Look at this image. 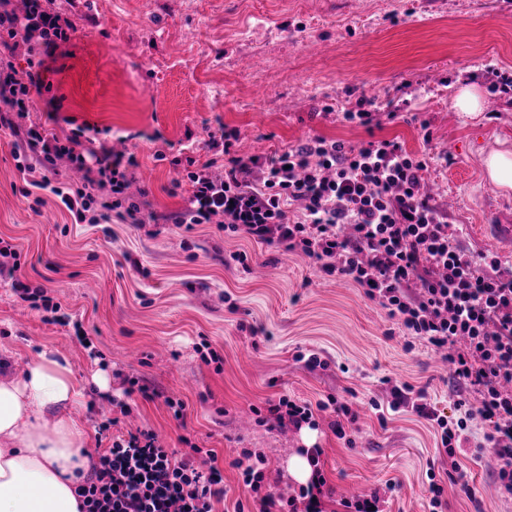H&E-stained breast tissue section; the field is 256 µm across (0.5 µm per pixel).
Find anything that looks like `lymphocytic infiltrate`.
Instances as JSON below:
<instances>
[{"mask_svg": "<svg viewBox=\"0 0 512 512\" xmlns=\"http://www.w3.org/2000/svg\"><path fill=\"white\" fill-rule=\"evenodd\" d=\"M41 35L45 56L67 39L59 13L30 0L17 14L0 0V130L17 137L14 158L29 186L51 189L77 222L98 224L116 216L125 224L157 223L154 212L126 203L135 157L86 147L81 132L48 135L30 121V96L41 77L18 73L21 46ZM236 133L224 136V175L208 166L187 171L192 187L174 224H214L286 251H301L326 276L351 280L386 309L407 335L442 350L454 380L478 396L477 412L498 460L501 488L512 494V268L492 254L465 250L460 226L420 192L425 161L398 143L370 141L356 148L320 136L266 157L242 156ZM83 174L81 184L61 179L59 161ZM18 252L0 247V276L32 308L58 312L43 288L20 273ZM391 409L411 406L440 430L455 455L465 417L438 413L425 390L396 385ZM209 473L193 459L159 445L149 431L113 442L91 462L80 487L83 512H214L224 497L216 453Z\"/></svg>", "mask_w": 512, "mask_h": 512, "instance_id": "lymphocytic-infiltrate-1", "label": "lymphocytic infiltrate"}]
</instances>
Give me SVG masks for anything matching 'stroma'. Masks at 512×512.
<instances>
[{
	"label": "stroma",
	"mask_w": 512,
	"mask_h": 512,
	"mask_svg": "<svg viewBox=\"0 0 512 512\" xmlns=\"http://www.w3.org/2000/svg\"><path fill=\"white\" fill-rule=\"evenodd\" d=\"M75 26L42 67L44 88L30 117L48 134L81 128L96 144L134 154L127 195L160 215L135 227L110 219L76 223L47 190L23 196L16 140L0 131V241L21 255V273L70 314L46 322L0 280V364L21 375L36 353L53 352L86 387L74 415L95 433L97 458L114 440L147 429L201 470L215 450L224 483L217 512H256L257 496L236 463L265 460V481L283 498L301 484L290 460L307 448L320 458L343 501L381 491L382 512H430V482L445 512H512L496 479L491 448L475 439L457 449L469 490L448 475L436 429L408 409L391 411V388L426 389L451 415L458 399L477 406L435 348L408 339L361 288L319 275L298 253L226 234L213 224L176 226L189 184L174 186V158H215L209 138L238 134L245 156L282 152L312 136L358 147L398 142L426 158L421 173L433 202L462 225L471 252L512 264V246L495 242L489 208L512 206V190L487 177L491 151L512 149V94L495 89L512 75V0H52ZM483 91V110L456 111L458 81ZM374 101L370 126L340 112ZM55 119H48V110ZM246 262H239L238 254ZM216 353L214 361L205 356ZM322 364L312 368L307 355ZM102 375L107 388L94 381ZM157 398L125 394L126 379ZM122 407H103L104 397ZM288 397L314 405L315 421L281 427L269 403ZM359 411L346 439L331 429L328 399ZM181 402L175 419L168 400ZM395 483L387 491V483Z\"/></svg>",
	"instance_id": "1"
}]
</instances>
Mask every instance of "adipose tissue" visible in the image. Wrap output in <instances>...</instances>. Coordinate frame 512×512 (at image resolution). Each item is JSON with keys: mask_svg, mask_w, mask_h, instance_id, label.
Here are the masks:
<instances>
[{"mask_svg": "<svg viewBox=\"0 0 512 512\" xmlns=\"http://www.w3.org/2000/svg\"><path fill=\"white\" fill-rule=\"evenodd\" d=\"M80 385L49 352L18 377H0V512H80L76 494L92 436L73 417ZM58 411L47 423L44 411Z\"/></svg>", "mask_w": 512, "mask_h": 512, "instance_id": "adipose-tissue-1", "label": "adipose tissue"}]
</instances>
